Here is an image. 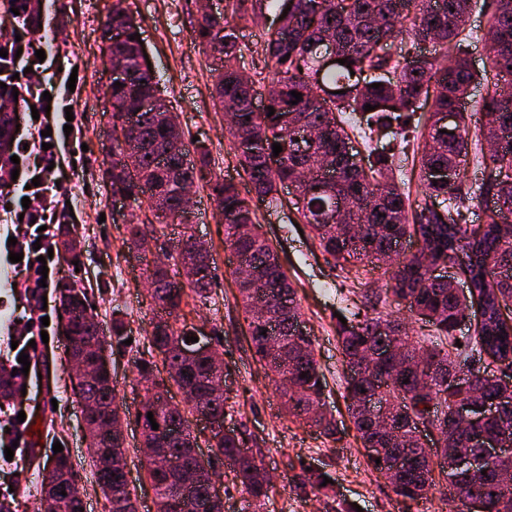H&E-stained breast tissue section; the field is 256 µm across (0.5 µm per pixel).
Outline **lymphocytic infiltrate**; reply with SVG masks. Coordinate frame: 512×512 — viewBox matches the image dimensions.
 Masks as SVG:
<instances>
[{"label": "lymphocytic infiltrate", "mask_w": 512, "mask_h": 512, "mask_svg": "<svg viewBox=\"0 0 512 512\" xmlns=\"http://www.w3.org/2000/svg\"><path fill=\"white\" fill-rule=\"evenodd\" d=\"M30 0H11L12 7L18 8L15 20L20 30L29 38L24 42L0 41V82L18 90L17 106L22 110L37 108L40 115L31 120L38 136L33 141L14 139L11 154L17 155V162L0 163V211L5 212L12 225L11 236L17 240L13 252L22 256L18 270L24 271L22 286L33 301L45 296L46 284L54 283L56 263L49 258L52 247L50 225L55 212L65 208L67 196L62 193L54 178L57 168L71 166L72 154L77 151V133H65V109L73 103L67 86V77H59L49 91L35 88L27 67L37 62L35 53L46 46L39 26L40 18L29 10ZM49 131L48 140H41V131ZM39 179V186H32V179ZM30 199V206H23V199Z\"/></svg>", "instance_id": "obj_1"}]
</instances>
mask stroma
<instances>
[{"instance_id":"1","label":"stroma","mask_w":512,"mask_h":512,"mask_svg":"<svg viewBox=\"0 0 512 512\" xmlns=\"http://www.w3.org/2000/svg\"><path fill=\"white\" fill-rule=\"evenodd\" d=\"M113 0H59L51 28L59 55L55 66H42L40 80H48L54 67L77 64L74 98L83 143L85 166L65 171L61 184L71 192L77 212L71 222L80 235L79 258L61 254L58 280L86 289L104 332H111L114 320H122L130 344L113 350L112 378L128 410H136L144 385L136 375L135 363L154 356L150 341L152 305L144 287L145 267L137 254L125 245L126 224L139 213L136 203L113 202L102 173L108 143L105 133L109 103L104 95L112 79L102 60L103 23ZM124 6L140 28L143 48L159 78L161 93L175 112L186 139H197L209 150L212 174L232 180L241 195L251 196L252 185L240 166L225 117L211 98L215 70L220 61L196 41L193 24L200 10L199 0H124ZM241 46L239 67L255 79V101L263 103L272 78L263 53L264 34L270 26L266 17L235 20ZM373 146L395 153L393 170L408 183L410 199L423 200L420 189L419 158L422 138L409 141L393 135L376 134ZM193 230L204 239L217 269L216 285L207 302H189L184 307L188 325L202 329L214 340L230 370L228 427L246 432L249 449L262 459L273 478V493L266 505L253 506L234 487V476L222 459L213 458L210 448L204 457L213 458V468L223 474L230 487L224 497V512H335L338 505L357 504L363 512H452L453 505L440 492L410 502L398 498L387 482L369 464L348 415L343 398L347 373L336 337L338 315L348 312L346 296L353 283L344 271L328 263L311 232H299L300 217L293 206L294 195L280 189L279 201L257 210V220L277 250L288 277L293 280L297 300L313 343L316 360L325 382V402L336 421L337 439L319 435L284 416L282 398L266 371L253 356L243 329L232 272L236 258L224 246V227L215 218V204L208 187L193 190ZM35 310L23 288L0 290V326L12 335H25ZM69 364L62 339L43 349L32 363L38 374V405L45 417L43 445L30 451L13 448L6 458L5 447H13V433L0 421V499L11 512H34L40 500L37 466L45 462L55 442L64 443L73 469L85 490L87 512H107L105 498L94 478V468L80 426V409L72 395ZM140 429L127 424V462L130 487L138 512H152L151 483L141 464ZM326 473L332 484L328 494L315 496L298 486L302 467Z\"/></svg>"}]
</instances>
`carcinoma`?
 Here are the masks:
<instances>
[{
  "label": "carcinoma",
  "instance_id": "obj_1",
  "mask_svg": "<svg viewBox=\"0 0 512 512\" xmlns=\"http://www.w3.org/2000/svg\"><path fill=\"white\" fill-rule=\"evenodd\" d=\"M475 3L477 0H226L224 15L197 17L196 40L223 62L214 98L234 109L230 126L234 143H247L239 162L254 191L250 198L242 196L233 182L208 177L209 154L205 150L197 151L195 162L183 164L174 157L162 166L158 154L144 148L135 157L140 177L130 178L124 162L130 142L157 147L173 138L180 140L183 134L172 123L158 119V112H143L136 129L118 132L126 100L154 95L159 80L152 69L139 66V39H130L137 33V25L117 3L105 30L124 32L125 38L112 44V57L129 68L131 80L112 88V167L106 174L112 192L126 195L147 215L126 225V243L130 245L145 240L152 220L161 219L147 191L161 189L166 218L187 224L190 211L180 209L182 198L177 186L206 181L219 223L224 225V245L251 270V275L236 283L253 355L275 384L286 374L296 387L294 391L283 389L285 414L330 438L338 428L326 413L315 412L324 406L323 384L311 342L304 340L302 347L290 340L295 322L303 318L296 291L257 223L258 206L278 201L281 186L293 188L300 218L309 225L322 253L352 267L388 261L392 244L407 235L420 239L421 257L398 261L385 294L361 295L374 315L355 323L352 318L359 313L353 312L347 323L336 325L346 370L360 367L362 355L381 342L387 357L379 369L391 380L390 388L382 393L367 374L347 379L348 412L362 447L389 448L408 460V469L393 476L373 464L396 496L405 501L426 497L436 487L430 456L441 453L440 474L446 486L454 490L456 512H469L473 491L488 503L489 512H512V490L500 482L501 475L512 472V456L499 459L485 475L470 478L459 473L448 459V449L466 447L463 440L450 435L445 438V450L433 452L424 450L414 434L416 419L426 418L421 405L433 400L447 413L467 398L468 391L451 388L448 377L464 366H474L484 373L474 389L485 399L503 400L498 416L487 420L483 430L512 436V392L504 391L494 378L498 370L512 368V322L500 316L501 308L512 306V0L492 2L488 28L480 36L489 69L481 74L472 70L465 49L466 23ZM269 9L285 16L288 37L280 31L266 33L264 51L273 79L266 107L258 112L254 108V81L238 72L240 47L228 18L243 19ZM403 34L413 46L421 42L438 45L442 55L449 58L448 65L441 67L429 57L417 64L408 61L406 54L397 59L389 56L386 41ZM326 35L334 39L336 54L347 60L346 64L323 66L322 40ZM477 79L490 83L492 92L479 104L487 123L472 134L463 104ZM374 83L380 87L373 88ZM293 91L302 94L295 105ZM422 98L431 100V108L429 125L421 132L420 181L424 196L448 199V209L442 212L427 202L420 210H412L410 195L395 179L386 154L371 149L366 163L351 161L353 142L344 127L349 115L370 128L393 127L394 134H400ZM367 104L374 109L364 110ZM270 106L274 108L272 116ZM450 114L454 116L452 125L442 124ZM303 126L316 127L319 133L316 140L298 145L293 141L294 130ZM450 127L456 134L446 133ZM275 142L282 147L277 156L273 155ZM469 157L476 166L490 169L486 180L478 184L468 181ZM448 168L459 169L451 190L446 183L434 184L425 178L428 170ZM483 204L492 205L486 223L471 230L462 225V209ZM202 245L194 234L186 232L177 251L170 255L177 264L187 258L198 262L202 275L195 281L179 283L164 261L154 263L148 271L154 283L151 303L161 305L165 318L153 323L151 330V342L161 362L142 359L136 364L140 380L147 383L136 417L140 418V452L147 476L157 485H174L182 462L197 443L185 410L197 412L210 404L213 359L206 356L193 366L183 364L181 349L188 347L185 337L193 336L194 328L179 323L188 299L207 300L214 284L213 259ZM438 264L459 270L470 282L469 294L460 295L449 280L431 275V267ZM60 291L68 293L76 322L72 356L88 362L93 358L94 345L107 341V336L99 332L81 289L65 283ZM261 294L272 303L276 318L269 320L256 311L254 301ZM391 296L409 302L412 313L420 311L428 317L431 332L412 336L405 324L379 311L378 306ZM475 306L481 309V319L473 335L457 336L459 316ZM382 324L392 326V334L380 336L377 328ZM160 365L188 394L184 405L172 404L161 393L152 392ZM303 373L307 377H301ZM15 385L12 370L1 364L0 409L11 399ZM77 387L104 409L118 401L117 388L106 375L84 378ZM378 394L391 406V427L386 430L361 410V403ZM149 412L158 424L156 430L147 418ZM172 428L180 430L181 439L164 450L158 441ZM244 441L242 433L232 431L214 434L208 445L233 467L234 485L255 501L268 500L271 490L263 463L241 453ZM107 442L105 420L93 418L88 447L104 453ZM69 460L65 450L46 460L42 491L45 497L63 503L66 512H82L71 485L63 479ZM96 482L102 491L112 492V512H126L132 497L130 485L120 475L107 473L96 475ZM207 495L205 484L198 483L180 512H208L203 508Z\"/></svg>",
  "mask_w": 512,
  "mask_h": 512
}]
</instances>
